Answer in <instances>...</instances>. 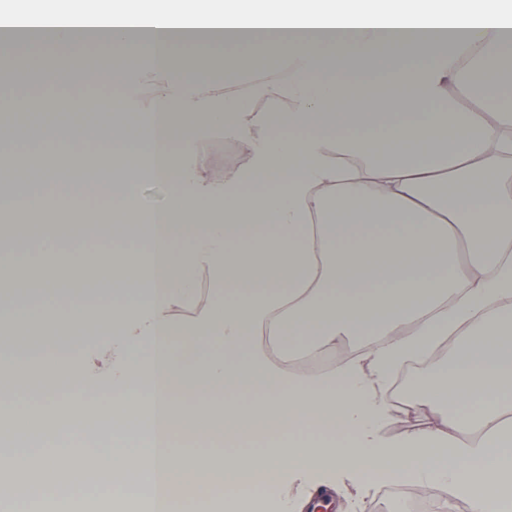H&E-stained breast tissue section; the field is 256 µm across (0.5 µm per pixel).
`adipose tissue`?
<instances>
[{
    "mask_svg": "<svg viewBox=\"0 0 512 512\" xmlns=\"http://www.w3.org/2000/svg\"><path fill=\"white\" fill-rule=\"evenodd\" d=\"M450 2L231 0L221 15L126 0L100 17L114 54L140 61L138 74L114 71L113 84L130 96L150 83L151 107L133 129L113 111L109 138L130 150L102 177L89 149L66 165L44 159L36 179L13 178L12 208L67 209L111 184L105 222L82 232L149 247L74 258L58 227L42 225L32 266L60 264L71 276L40 282L36 307L0 305V320L34 326L50 313L68 329L82 322L88 277L117 283L112 335L96 354L112 379L117 438L140 406L127 391L133 377L176 391L199 421L233 429L259 401L266 421L289 432L278 446L224 454L216 468L150 425L149 465L120 447L112 454L130 481L155 492L177 479L235 487L261 474L291 488L283 512H302L323 488L361 492L378 473L448 486L470 512H512V8ZM223 46L249 72L244 91L228 90L236 69L215 68ZM462 95L476 111L458 108ZM200 112L223 114L247 151L220 178L204 167L185 174L173 148L178 124ZM278 124L289 136L272 135ZM146 180L177 186L155 214L139 196ZM198 269L224 302L183 324L175 311L198 302ZM259 333L288 357L341 338L366 348L305 378L273 369L252 341ZM445 338L427 375L432 396L407 397L404 408H427L428 425L385 439V382ZM299 414L325 418L347 445L296 444Z\"/></svg>",
    "mask_w": 512,
    "mask_h": 512,
    "instance_id": "obj_1",
    "label": "adipose tissue"
}]
</instances>
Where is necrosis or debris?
I'll return each instance as SVG.
<instances>
[{
	"mask_svg": "<svg viewBox=\"0 0 512 512\" xmlns=\"http://www.w3.org/2000/svg\"><path fill=\"white\" fill-rule=\"evenodd\" d=\"M86 397L62 412L47 430L59 439H77L83 448H108L112 428L103 422L99 409L110 390L103 383L84 386ZM173 445L177 448H268L277 445L283 430L267 423H243L236 432L223 429L219 420L207 427L195 419H174ZM44 432V433H47ZM44 433L0 434V454L12 455L21 441L30 447L43 444ZM382 512H461L463 505L429 494L412 492L410 481L392 482L373 473L369 476ZM269 488L263 478L231 489L213 481H180L166 487L167 512H252L254 502L264 499ZM0 512H156L153 496L139 484L127 481L120 469L104 473L90 464L78 471L47 475L36 468L0 471Z\"/></svg>",
	"mask_w": 512,
	"mask_h": 512,
	"instance_id": "4bbe7bcc",
	"label": "necrosis or debris"
}]
</instances>
